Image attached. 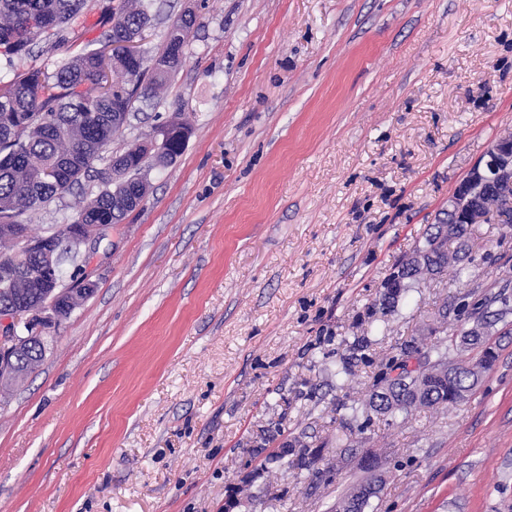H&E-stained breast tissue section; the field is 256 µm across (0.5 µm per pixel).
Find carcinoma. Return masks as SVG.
Returning a JSON list of instances; mask_svg holds the SVG:
<instances>
[{
  "label": "carcinoma",
  "mask_w": 512,
  "mask_h": 512,
  "mask_svg": "<svg viewBox=\"0 0 512 512\" xmlns=\"http://www.w3.org/2000/svg\"><path fill=\"white\" fill-rule=\"evenodd\" d=\"M87 0H0V49L8 58L35 57L34 47L43 37L60 36L71 19ZM154 0H118L100 16L102 32L98 47H84L73 56L56 63L53 70L31 65L13 71L7 81L0 80V246L12 240L5 233V225L15 224L28 232L23 216L50 202L62 199L74 186L94 171L96 162L104 159L103 152L122 130L117 119L119 112H132L136 105H144L156 97L172 79L188 45L189 35L196 24V16L189 12L178 17L163 44L153 54L144 51L138 57H118L109 64L108 72L99 76L100 48L114 40H140L155 19ZM37 15L41 24L30 30H19L21 19ZM168 125L172 135L166 140L165 155L158 156L162 166L171 164L182 154L179 132L190 131L189 124L174 117ZM120 161L130 170L131 182L112 184V164L99 172L105 189L92 199L78 204L76 224H115L125 217L116 212L114 200L143 198L147 186L137 176L146 163L141 143L128 144L119 152ZM447 219L438 220L425 239L423 248L442 276L453 268L461 275L468 258L466 242L448 249L450 238H440ZM36 265H27L17 258L16 266L0 263V279H28L22 288L11 284L0 287V308L38 300L43 289L37 287L40 278L33 275ZM421 283L417 273L409 270L400 287L391 289L382 284L379 305L391 307L410 290ZM445 337L426 346L406 342L400 347L402 361L387 365L390 371L400 370L396 378L374 381L371 391L363 398L349 394L340 407L345 410L341 425L349 432L362 431L360 418L371 421V414L394 419L406 417L439 407H454L464 401L474 389L469 364L487 354L482 348L485 338L470 336L466 324L449 318L448 306L437 312ZM460 337L459 344L450 348L447 337ZM44 341L32 338L22 352L21 367L35 370L43 361ZM423 358L419 368L408 371L405 359L413 354ZM299 455L288 458L281 452L266 456L268 464H286L298 472L306 471L319 478L324 471L317 467L322 460V449L314 450L295 441Z\"/></svg>",
  "instance_id": "carcinoma-1"
}]
</instances>
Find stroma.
<instances>
[{"label":"stroma","mask_w":512,"mask_h":512,"mask_svg":"<svg viewBox=\"0 0 512 512\" xmlns=\"http://www.w3.org/2000/svg\"><path fill=\"white\" fill-rule=\"evenodd\" d=\"M88 0L38 58L54 67L100 33ZM180 69L109 145L175 114L191 127L149 165L140 208L62 257L93 294L46 329L43 362L0 394V512H331L361 479L265 468L278 441L336 455L339 400L369 389L398 346L433 343L436 312L467 317L512 266V224H472L470 275L377 307L448 197L512 133V0H195ZM99 170L105 162H97ZM97 174L27 216L72 223ZM368 337L345 384L334 364ZM498 361L448 409L386 425L365 512H512V316ZM279 430L278 441L261 442ZM166 125H170L172 127V135L166 140L164 149L166 150L164 154L158 156V164L162 166H166L171 164L182 154L183 147L181 144V137L179 136L180 130H185L190 135V126L180 117L172 118ZM166 154V160L163 159V156Z\"/></svg>","instance_id":"obj_1"}]
</instances>
